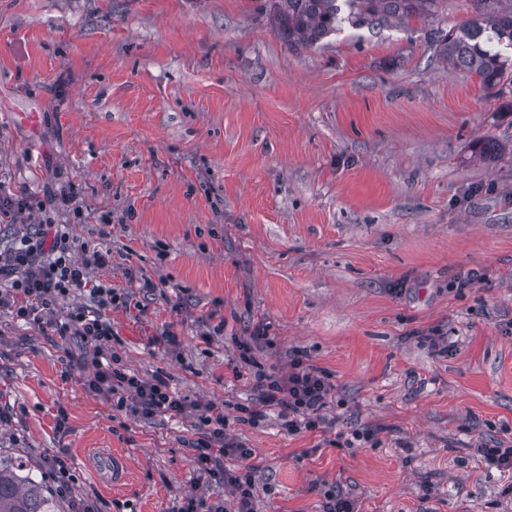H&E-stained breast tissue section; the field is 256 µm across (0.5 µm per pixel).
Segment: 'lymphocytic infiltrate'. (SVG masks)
I'll return each instance as SVG.
<instances>
[{"label": "lymphocytic infiltrate", "instance_id": "1", "mask_svg": "<svg viewBox=\"0 0 512 512\" xmlns=\"http://www.w3.org/2000/svg\"><path fill=\"white\" fill-rule=\"evenodd\" d=\"M71 251L67 225L35 224L21 246L0 252V304L12 301L17 317L39 323L43 311L58 301L78 292L88 295L90 305L73 307L66 320L56 325L59 335L74 337L81 345L78 365L89 370L88 391L144 418L182 414L185 405L170 392L165 377L143 380L113 353L112 324L105 311L111 306L127 305L128 297L119 289L90 279L88 264L73 260ZM237 350L238 355L230 364L234 376L248 374L259 393L258 406L242 409L246 421L259 422L265 408L274 407L287 416L289 433L322 429L323 411L335 389L324 370L300 355L291 360L287 372H270L254 361L250 342L238 343ZM200 421L204 432L192 444L194 462L211 480L228 488L230 496L206 506L190 497L178 512H255L259 486L257 468L251 463L253 450L230 434L223 408L205 405ZM227 455L244 460V467L226 471L223 458Z\"/></svg>", "mask_w": 512, "mask_h": 512}]
</instances>
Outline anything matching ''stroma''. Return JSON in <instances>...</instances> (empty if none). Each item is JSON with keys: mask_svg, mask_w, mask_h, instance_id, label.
I'll list each match as a JSON object with an SVG mask.
<instances>
[{"mask_svg": "<svg viewBox=\"0 0 512 512\" xmlns=\"http://www.w3.org/2000/svg\"><path fill=\"white\" fill-rule=\"evenodd\" d=\"M474 11L294 50L264 0H0V184L30 203L0 250L35 218L70 226L75 259L116 252L89 270L130 295L112 350L187 405L117 410L75 339L2 305L0 457L41 480L66 457V507L177 512L219 491L191 449L213 403L261 466L257 512H321L337 485L360 512H512V474L476 453L512 445V94L438 52ZM258 326L264 368L301 350L330 375L323 429L239 420L258 396L228 362ZM358 428L373 440L346 447ZM103 449L125 485L88 467Z\"/></svg>", "mask_w": 512, "mask_h": 512, "instance_id": "obj_1", "label": "stroma"}]
</instances>
